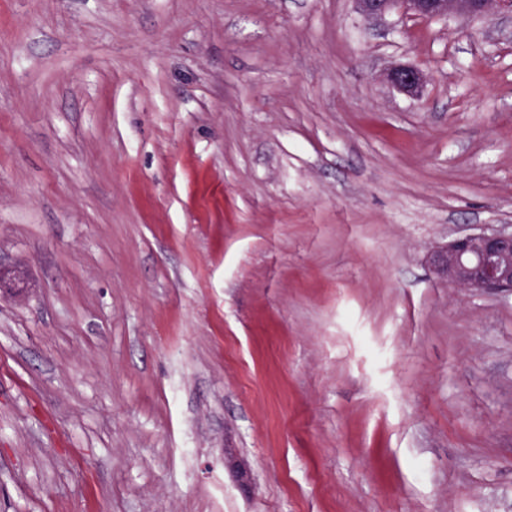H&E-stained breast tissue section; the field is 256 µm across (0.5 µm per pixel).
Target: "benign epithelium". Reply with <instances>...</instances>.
<instances>
[{
  "instance_id": "obj_1",
  "label": "benign epithelium",
  "mask_w": 512,
  "mask_h": 512,
  "mask_svg": "<svg viewBox=\"0 0 512 512\" xmlns=\"http://www.w3.org/2000/svg\"><path fill=\"white\" fill-rule=\"evenodd\" d=\"M367 17L400 11L432 20L458 15L469 18L497 13L512 18V0H355ZM388 79L400 91L417 94L425 80L418 69L398 66ZM436 274L459 288L512 293V230H490L449 240L433 255Z\"/></svg>"
}]
</instances>
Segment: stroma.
Wrapping results in <instances>:
<instances>
[{
	"instance_id": "35a3bbf8",
	"label": "stroma",
	"mask_w": 512,
	"mask_h": 512,
	"mask_svg": "<svg viewBox=\"0 0 512 512\" xmlns=\"http://www.w3.org/2000/svg\"><path fill=\"white\" fill-rule=\"evenodd\" d=\"M486 228L512 19L0 0V512H512ZM388 79L400 91L415 95L420 91L425 75L418 69L398 66L389 72ZM436 274L460 288L512 293V229L449 240L433 255Z\"/></svg>"
}]
</instances>
